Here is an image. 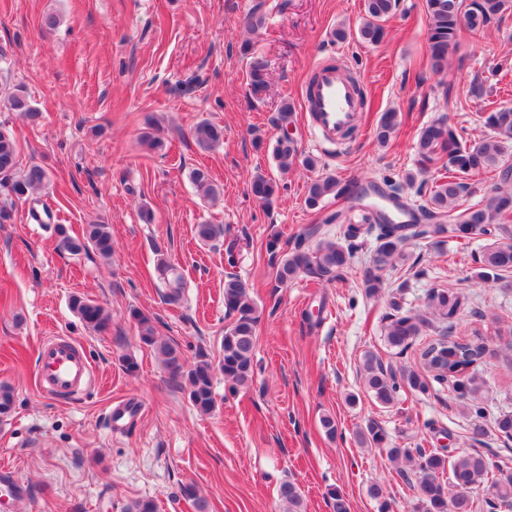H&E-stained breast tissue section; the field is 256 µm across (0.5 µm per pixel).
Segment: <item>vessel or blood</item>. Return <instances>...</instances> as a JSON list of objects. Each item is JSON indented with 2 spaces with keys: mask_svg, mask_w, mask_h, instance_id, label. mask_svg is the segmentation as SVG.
<instances>
[{
  "mask_svg": "<svg viewBox=\"0 0 512 512\" xmlns=\"http://www.w3.org/2000/svg\"><path fill=\"white\" fill-rule=\"evenodd\" d=\"M315 81L306 104L311 131L323 146H340L344 132L360 108L358 85L346 81L334 64H317ZM88 358L69 338L58 336L38 350L36 381L40 389L55 396H71L91 383Z\"/></svg>",
  "mask_w": 512,
  "mask_h": 512,
  "instance_id": "obj_1",
  "label": "vessel or blood"
}]
</instances>
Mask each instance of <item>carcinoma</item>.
<instances>
[{
  "mask_svg": "<svg viewBox=\"0 0 512 512\" xmlns=\"http://www.w3.org/2000/svg\"><path fill=\"white\" fill-rule=\"evenodd\" d=\"M396 6V0H364L360 38L370 43L382 41L384 22ZM424 8L428 18L427 47L431 67L433 71L441 72L449 52L458 46L462 28L478 34L500 24L512 13V0H424ZM241 53L250 58V86L253 93L258 94L266 85L267 63L249 40L242 43ZM7 107L31 122L39 118V110L21 92L8 95ZM480 118L490 134L474 145L467 144L464 128L446 122L433 121L421 129L416 143L417 172L424 176L430 174L432 179H424L418 186L417 194H424L427 199L414 210L415 223L395 224L372 209L362 208L360 219L347 225L342 242L322 240L310 249L304 247L305 239L300 238L290 252L281 255L278 239L272 238L266 248L272 257H280L276 269L278 284L285 286L300 275L320 280L337 277L350 265L360 239L373 234L378 246L372 265L365 270L364 288L367 294L374 295L383 288L379 271L405 260L404 246L409 240H436L450 230L466 245L477 236L492 240L483 250L471 255L475 264L474 278L492 284L504 295L512 293V161L506 158V144L512 142V105L494 106L480 113ZM293 123L294 107L285 102L278 113V125L285 136L274 148L278 166L284 171L298 159L296 142L286 135ZM398 125V112H384L375 129L378 143L387 145ZM160 132L158 120L150 119L148 131L142 137L143 143L153 150L162 148ZM192 138L199 148L211 150L223 142L224 129L202 121L193 128ZM17 155V142L9 131L0 127V224L12 221L13 199H31L51 180L49 172L37 164L23 171L17 170ZM482 171L496 173L495 187L483 194L477 203L460 207L459 201L468 190L464 178ZM189 179L204 197L215 199L220 195V188L207 170L196 168L189 173ZM278 191V184L263 175L256 176L250 184L251 195L264 204L271 203ZM360 194L361 189L356 184L326 175L310 182L306 203L315 209L329 196L356 200ZM53 231L59 248L71 254L91 249L104 258L112 255V236L106 224H89L80 237L71 236L63 224L54 225ZM223 236L222 225L196 226V237L203 243ZM154 252L156 270L165 285L163 300L178 305L184 297L183 273L161 246L154 245ZM465 300L462 292L432 288L426 295L429 315L425 316L404 309L401 298L392 296L388 310L382 315L383 337L387 345L399 353L412 348L423 328L433 325L434 321L445 324V327L437 338L420 350L424 371L407 366L388 369L370 351L364 355L363 370L368 392L382 407L395 404L406 389L427 394L436 383L452 385L455 400L463 407L472 425V433L482 436L489 404L481 367L489 343L478 332L465 339L449 336ZM70 307L90 331L103 332L110 325L111 316L91 299L74 296ZM224 310L230 324L224 328L218 365H213L208 355L201 351L188 368L176 347L157 336L154 317L139 309L130 310L140 341L158 352L172 376L185 380L192 404L203 414L215 407V372L224 374V381L233 388L247 385L254 374L258 309L247 286L236 276L228 275L224 279ZM494 429L497 436L512 440V412L495 415ZM355 438L366 448L386 449L388 458L398 465L400 475L411 473L417 477L414 512H509L512 509V475L497 476L499 465L479 452L464 450L456 455H445L420 445L415 448L394 445L389 443L386 431L374 421L359 428ZM486 483L491 484L489 495L481 499L474 497V492ZM278 496L284 504V512H304L303 495L296 484L282 483Z\"/></svg>",
  "mask_w": 512,
  "mask_h": 512,
  "instance_id": "cac0c4a2",
  "label": "carcinoma"
}]
</instances>
